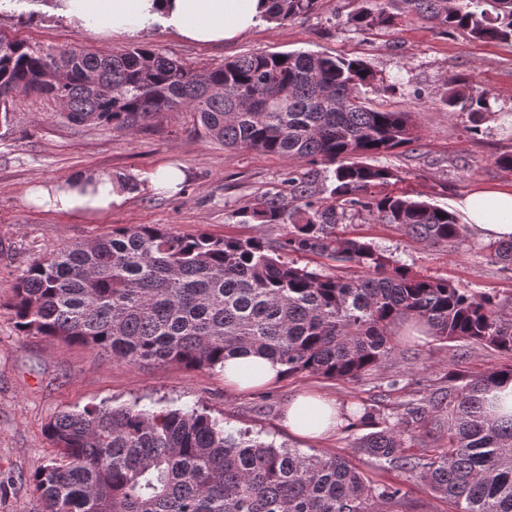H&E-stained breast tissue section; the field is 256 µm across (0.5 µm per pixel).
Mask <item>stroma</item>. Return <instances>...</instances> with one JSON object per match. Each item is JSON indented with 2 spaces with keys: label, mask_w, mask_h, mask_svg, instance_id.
Listing matches in <instances>:
<instances>
[{
  "label": "stroma",
  "mask_w": 512,
  "mask_h": 512,
  "mask_svg": "<svg viewBox=\"0 0 512 512\" xmlns=\"http://www.w3.org/2000/svg\"><path fill=\"white\" fill-rule=\"evenodd\" d=\"M51 0H28L0 12V34L29 50L55 54L81 50L118 53L136 46L155 49L195 68H210L240 56L271 52H313L362 61L375 75L365 91L371 107L410 113L417 140L381 157L395 173L385 193L405 195L450 208L453 200L479 187L512 184V132L502 127L512 115V42H487L416 13L404 0H319L316 10L291 22L266 21L221 44H197L156 32L139 38L93 36L76 31L51 10ZM385 7L389 24L365 30L348 24L363 9ZM453 80L489 91L493 111L478 133L470 114L441 102ZM9 124L0 123V480L15 477L0 493V512H44L33 488L21 483L57 453L45 434L47 423L66 411L106 403L159 401L206 409L236 429L259 433L309 454H344L373 471L354 449L368 426L354 424L327 436L302 440L283 423L299 392L314 390L339 404L372 405L385 414L448 386V364L474 377L512 364V354L462 342L401 337V353L356 382L299 374L257 390L226 387L221 372L177 364L134 366L78 344L21 333L9 308L18 276L30 264L79 241H90L116 225L156 224L177 235L206 232L216 237H259L274 243L286 225L241 223L235 212L264 195L285 194L289 172L305 175L316 191L326 186V164L257 151L229 150L208 139L185 110L164 112L133 132L78 126L62 116L59 102L35 95L15 96ZM183 167L180 191L158 192L149 175L162 165ZM108 169L129 184L124 205L102 215L79 216L29 204L26 191L37 180H60L81 170ZM340 235L384 250L391 262L420 274L448 279L454 286L495 295L512 316V266L492 259L473 233L431 246L410 240L367 211L349 212ZM397 387H390V380Z\"/></svg>",
  "instance_id": "35a3bbf8"
}]
</instances>
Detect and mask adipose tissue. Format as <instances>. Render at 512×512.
I'll list each match as a JSON object with an SVG mask.
<instances>
[{
  "label": "adipose tissue",
  "instance_id": "1",
  "mask_svg": "<svg viewBox=\"0 0 512 512\" xmlns=\"http://www.w3.org/2000/svg\"><path fill=\"white\" fill-rule=\"evenodd\" d=\"M53 12L77 31L137 38L155 31L211 44L234 39L267 19V0H53ZM123 181L106 171H82L57 182L34 186L30 200L47 211L103 214L124 204ZM482 241L512 239V187L479 188L455 203ZM281 366L267 357L227 360L224 382L244 389L276 381ZM284 421L294 434L318 438L340 426L338 405L328 397L301 393L289 403Z\"/></svg>",
  "mask_w": 512,
  "mask_h": 512
}]
</instances>
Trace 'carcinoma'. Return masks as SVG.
I'll return each mask as SVG.
<instances>
[{
  "instance_id": "carcinoma-1",
  "label": "carcinoma",
  "mask_w": 512,
  "mask_h": 512,
  "mask_svg": "<svg viewBox=\"0 0 512 512\" xmlns=\"http://www.w3.org/2000/svg\"><path fill=\"white\" fill-rule=\"evenodd\" d=\"M423 14L485 41L512 40V0H411ZM318 0H270L269 19L312 13ZM488 4L492 10L480 8ZM385 9L350 18L365 29ZM373 73L359 60L308 52L260 53L192 69L147 47L99 55H38L0 36V120L15 95L65 102L75 125L132 132L184 108L206 137L226 148L288 155L334 166L328 196L288 174V195L261 196L237 210L243 223L287 224L273 245L256 238L172 235L155 224L112 229L23 270L11 308L26 336L58 337L128 364L175 363L224 370V361L261 353L285 377L307 373L358 381L399 352L396 325L413 320L440 342L512 353V322L496 298L402 266L372 244L340 237L348 211L365 210L430 245L458 240L467 225L423 200L379 194L393 172L363 158L416 141L407 112L367 105ZM469 102L476 132L490 96L463 82L442 96L452 112ZM512 265V241L487 246ZM312 253L360 269L324 275L283 260ZM453 385L394 421L367 405L341 417L374 427L356 448L379 472L422 484L452 512H512V416L487 395L512 381V364ZM422 428L431 444L405 450ZM46 435L59 453L21 478L45 512H399L408 491L338 454L276 445L197 407L139 402L64 412Z\"/></svg>"
}]
</instances>
